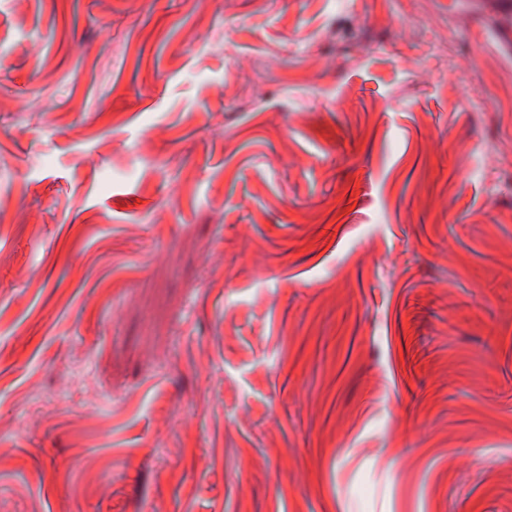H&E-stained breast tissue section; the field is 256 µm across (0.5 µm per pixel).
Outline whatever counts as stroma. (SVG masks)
<instances>
[{
	"instance_id": "obj_1",
	"label": "stroma",
	"mask_w": 512,
	"mask_h": 512,
	"mask_svg": "<svg viewBox=\"0 0 512 512\" xmlns=\"http://www.w3.org/2000/svg\"><path fill=\"white\" fill-rule=\"evenodd\" d=\"M0 512H512V0H0Z\"/></svg>"
}]
</instances>
